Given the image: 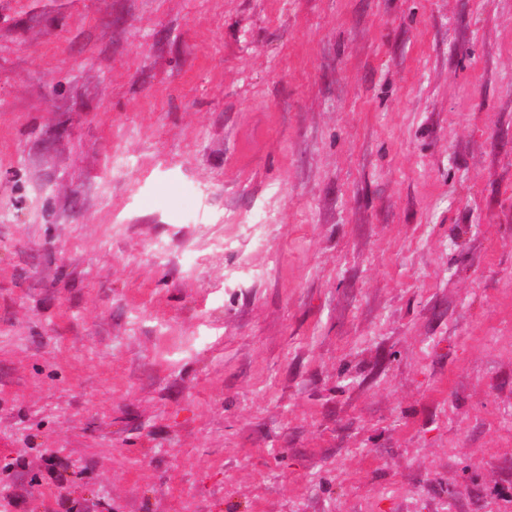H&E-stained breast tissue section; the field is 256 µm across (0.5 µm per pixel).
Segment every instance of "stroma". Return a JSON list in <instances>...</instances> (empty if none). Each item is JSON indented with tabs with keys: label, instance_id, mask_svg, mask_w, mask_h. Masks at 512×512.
Segmentation results:
<instances>
[{
	"label": "stroma",
	"instance_id": "35a3bbf8",
	"mask_svg": "<svg viewBox=\"0 0 512 512\" xmlns=\"http://www.w3.org/2000/svg\"><path fill=\"white\" fill-rule=\"evenodd\" d=\"M0 512H512V0H0Z\"/></svg>",
	"mask_w": 512,
	"mask_h": 512
}]
</instances>
